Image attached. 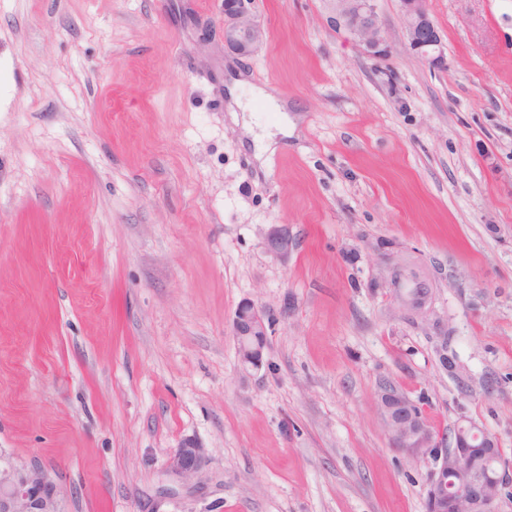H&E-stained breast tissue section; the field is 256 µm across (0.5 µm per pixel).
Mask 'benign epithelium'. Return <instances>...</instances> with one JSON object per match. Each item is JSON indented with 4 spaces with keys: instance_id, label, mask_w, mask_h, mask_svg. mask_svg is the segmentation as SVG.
Here are the masks:
<instances>
[{
    "instance_id": "1",
    "label": "benign epithelium",
    "mask_w": 512,
    "mask_h": 512,
    "mask_svg": "<svg viewBox=\"0 0 512 512\" xmlns=\"http://www.w3.org/2000/svg\"><path fill=\"white\" fill-rule=\"evenodd\" d=\"M332 11L368 52H386L375 0H329ZM409 46L420 57L438 63L442 41L431 21L426 0H400ZM224 47L247 57L265 42V30L254 16V0H222ZM266 251L276 257L288 255L294 240L288 226H274ZM424 289L416 287L400 295L401 304L418 313L425 303ZM270 325L263 310L251 301L236 309L232 329L240 364L257 370L263 364ZM379 404L392 447L412 455L430 457L436 469L430 476L427 499L431 512H499L504 489L512 478L500 473L464 467L467 458L488 450L492 439L471 420L459 421L450 437L441 439L426 422L421 408L396 387L383 385ZM206 450L193 441L176 449L169 461L170 472L183 481L201 470ZM0 512H62L59 491L47 472L36 464H0Z\"/></svg>"
}]
</instances>
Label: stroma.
I'll use <instances>...</instances> for the list:
<instances>
[{"mask_svg":"<svg viewBox=\"0 0 512 512\" xmlns=\"http://www.w3.org/2000/svg\"><path fill=\"white\" fill-rule=\"evenodd\" d=\"M376 8L380 57L326 0H255L241 57L219 0H0V453L65 512H427L435 463L393 449L386 383L512 462V0H427L438 65ZM235 73L258 133L294 125L260 159ZM265 247L273 256H288L294 248V240L287 225L274 226L266 238ZM269 328L263 310L255 303L244 301L237 307L232 329L238 358L244 370H258L262 366ZM205 458V448L193 441H187L171 456L169 470L181 480L190 481L201 470Z\"/></svg>","mask_w":512,"mask_h":512,"instance_id":"stroma-1","label":"stroma"}]
</instances>
